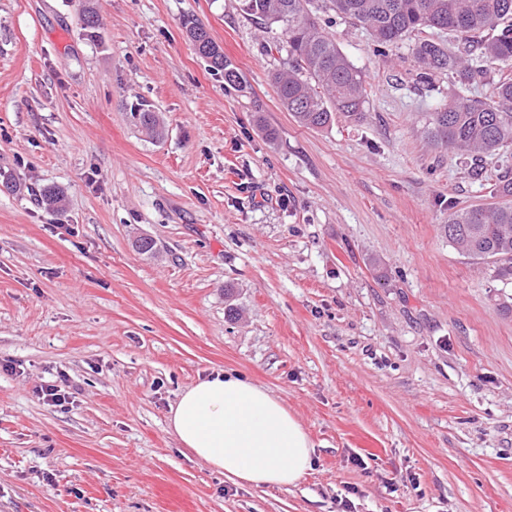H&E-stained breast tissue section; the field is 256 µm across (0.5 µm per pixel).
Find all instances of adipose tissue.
<instances>
[{
  "instance_id": "ef3b65f1",
  "label": "adipose tissue",
  "mask_w": 512,
  "mask_h": 512,
  "mask_svg": "<svg viewBox=\"0 0 512 512\" xmlns=\"http://www.w3.org/2000/svg\"><path fill=\"white\" fill-rule=\"evenodd\" d=\"M169 423L181 448L236 484L288 487L313 465L314 444L287 406L225 371L185 390Z\"/></svg>"
}]
</instances>
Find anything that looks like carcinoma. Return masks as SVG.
<instances>
[{
    "instance_id": "cac0c4a2",
    "label": "carcinoma",
    "mask_w": 512,
    "mask_h": 512,
    "mask_svg": "<svg viewBox=\"0 0 512 512\" xmlns=\"http://www.w3.org/2000/svg\"><path fill=\"white\" fill-rule=\"evenodd\" d=\"M243 11L278 26L286 37L288 66L270 74L281 104L301 126L322 129L335 113L359 118L365 112V74L328 35L332 16L349 19L369 33L376 51L384 53L410 34L427 29L448 33L465 45L457 55L444 44L418 39L413 55L420 78L446 71L465 86L487 74V67L512 64V0H243ZM195 52L213 71L224 73L229 86L239 75L207 31L184 21ZM429 135L433 141L477 161L512 148V77L493 82L491 98L457 94L433 113ZM500 201L492 207L473 206L448 217L443 231L448 242L477 259L492 261L493 278L512 284V179L496 186Z\"/></svg>"
}]
</instances>
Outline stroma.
<instances>
[{
	"mask_svg": "<svg viewBox=\"0 0 512 512\" xmlns=\"http://www.w3.org/2000/svg\"><path fill=\"white\" fill-rule=\"evenodd\" d=\"M83 2L0 0V512H512V287L443 232L512 153L427 138L447 73L416 83L413 39L382 55L337 20L367 112L312 130L242 0H93L92 36ZM218 370L308 433L296 485H237L180 447L170 408ZM184 27L195 52L208 63L211 70L224 72V82L229 86L239 83L237 70L224 57L223 49L214 42L207 31L189 18L184 21Z\"/></svg>",
	"mask_w": 512,
	"mask_h": 512,
	"instance_id": "stroma-1",
	"label": "stroma"
}]
</instances>
